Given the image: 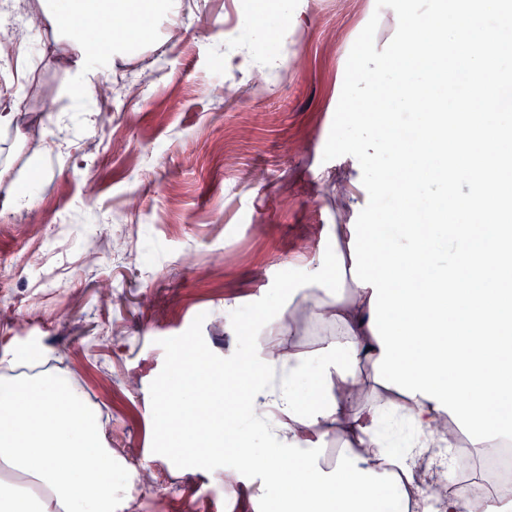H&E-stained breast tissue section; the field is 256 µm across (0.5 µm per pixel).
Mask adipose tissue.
Masks as SVG:
<instances>
[{
    "label": "adipose tissue",
    "instance_id": "obj_1",
    "mask_svg": "<svg viewBox=\"0 0 512 512\" xmlns=\"http://www.w3.org/2000/svg\"><path fill=\"white\" fill-rule=\"evenodd\" d=\"M179 0H30L27 29L51 27L71 52L80 96L98 91L116 60L141 51L144 38L117 35L101 46L82 40L89 18L116 24L144 14L159 22ZM347 225L328 227V240L298 268L276 304L259 303L270 336L325 327L316 347L257 346L246 360L210 362L174 355L161 395L178 392L159 431L164 451L206 467L232 454L227 480L256 503L275 493V512H377L391 490L405 512H430L417 483L421 458L441 447L457 425L435 401L408 397L375 379L381 347L369 326L371 289L351 275ZM37 351L0 353V512H126L131 480L113 458L104 425L82 389L46 369ZM232 401L249 429L224 438V403ZM338 452L326 457V438ZM442 512H512V499L472 481L450 494Z\"/></svg>",
    "mask_w": 512,
    "mask_h": 512
}]
</instances>
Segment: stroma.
<instances>
[{"label": "stroma", "mask_w": 512, "mask_h": 512, "mask_svg": "<svg viewBox=\"0 0 512 512\" xmlns=\"http://www.w3.org/2000/svg\"><path fill=\"white\" fill-rule=\"evenodd\" d=\"M253 3L181 0L149 49L107 76L110 96L90 100L75 94L51 29L32 32L22 126L61 134L68 151L43 149L35 171L14 130L0 129V147L17 151L0 199L21 185L35 194L0 215V347L59 359L106 414L113 452L149 466L127 512H211L214 501L241 512L221 474L232 456L206 476L159 453L156 391L182 343L219 364L253 355L258 299L276 302L289 262L346 223L323 149L354 41L375 13L377 48L396 32L375 0H304L293 28L268 8L272 35L258 43L243 22ZM265 54L278 72L241 68ZM222 84L237 95H214ZM58 224L63 257L24 262ZM90 232L101 257L85 265Z\"/></svg>", "instance_id": "obj_1"}]
</instances>
